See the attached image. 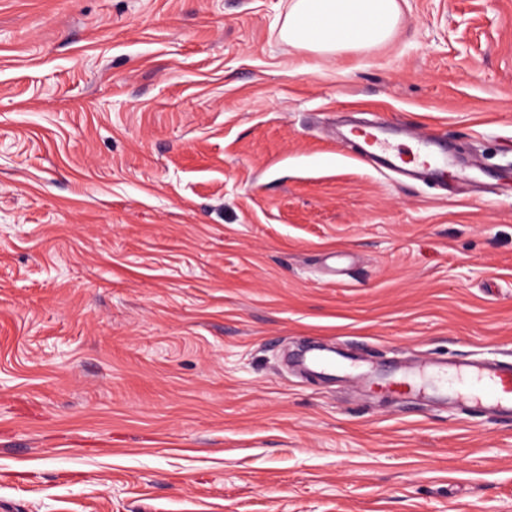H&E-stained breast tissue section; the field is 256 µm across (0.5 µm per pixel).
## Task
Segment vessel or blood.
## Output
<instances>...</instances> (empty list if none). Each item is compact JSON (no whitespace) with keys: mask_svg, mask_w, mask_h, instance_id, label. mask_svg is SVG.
<instances>
[{"mask_svg":"<svg viewBox=\"0 0 512 512\" xmlns=\"http://www.w3.org/2000/svg\"><path fill=\"white\" fill-rule=\"evenodd\" d=\"M387 123L372 121L358 125L363 160L380 169L400 171L413 179L448 181V153L436 141L408 134L410 157L396 153L387 137ZM401 382H414L419 393L439 399L452 398L459 406L488 419H512V365L485 360H461L450 369L437 370L426 362L404 370Z\"/></svg>","mask_w":512,"mask_h":512,"instance_id":"b4317fda","label":"vessel or blood"}]
</instances>
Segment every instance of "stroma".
Here are the masks:
<instances>
[{
	"label": "stroma",
	"mask_w": 512,
	"mask_h": 512,
	"mask_svg": "<svg viewBox=\"0 0 512 512\" xmlns=\"http://www.w3.org/2000/svg\"><path fill=\"white\" fill-rule=\"evenodd\" d=\"M288 2L0 0V512H512V422L295 359H512V0L332 58ZM393 125L371 121L356 125L350 130V134L357 130L362 137V142H358L361 158L375 162L382 170L400 171L413 179H433L447 185L448 169H452L448 163V152L426 136L408 133L406 140L411 144V157L405 159L395 152L394 144L386 137L387 131Z\"/></svg>",
	"instance_id": "stroma-1"
}]
</instances>
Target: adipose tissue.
<instances>
[{
  "label": "adipose tissue",
  "instance_id": "obj_1",
  "mask_svg": "<svg viewBox=\"0 0 512 512\" xmlns=\"http://www.w3.org/2000/svg\"><path fill=\"white\" fill-rule=\"evenodd\" d=\"M401 16L398 0H290L281 36L321 56L387 41Z\"/></svg>",
  "mask_w": 512,
  "mask_h": 512
}]
</instances>
